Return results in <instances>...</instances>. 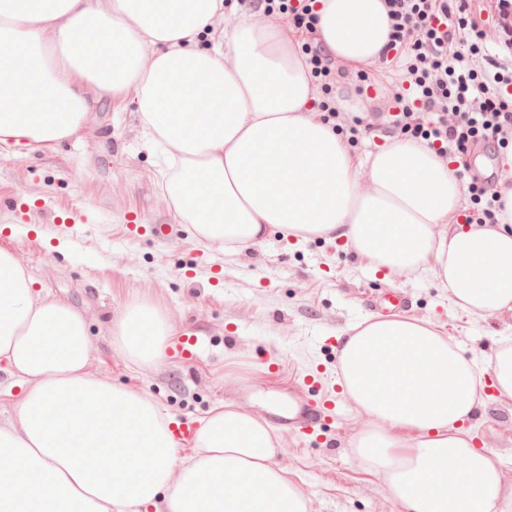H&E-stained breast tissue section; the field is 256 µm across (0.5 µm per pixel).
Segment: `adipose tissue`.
<instances>
[{"mask_svg": "<svg viewBox=\"0 0 512 512\" xmlns=\"http://www.w3.org/2000/svg\"><path fill=\"white\" fill-rule=\"evenodd\" d=\"M317 30L337 63H375L382 0H319ZM223 28L209 47L202 36ZM313 78L283 29L224 0H0V146L81 138L103 99L135 93L145 144L169 163L163 187L204 243L242 251L274 232L342 238L388 281L423 265L456 306L512 310V188L494 228L451 227L461 183L426 146L397 140L356 159L312 109ZM169 318L148 301L113 329L130 361L167 357ZM82 312L36 290L0 249V369L22 388L0 420V512H306L279 467V437L232 405L198 421L190 450L147 393L89 369ZM345 393L368 429L356 444L404 512H512V482L462 422L483 373L429 324L364 320L343 337ZM418 431L399 450L397 430Z\"/></svg>", "mask_w": 512, "mask_h": 512, "instance_id": "1", "label": "adipose tissue"}]
</instances>
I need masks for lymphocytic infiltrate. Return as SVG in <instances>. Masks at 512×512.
I'll return each instance as SVG.
<instances>
[{
	"label": "lymphocytic infiltrate",
	"mask_w": 512,
	"mask_h": 512,
	"mask_svg": "<svg viewBox=\"0 0 512 512\" xmlns=\"http://www.w3.org/2000/svg\"><path fill=\"white\" fill-rule=\"evenodd\" d=\"M391 20L385 52L402 76L389 86L382 105L365 116L340 111L332 85L346 77L315 41L316 0H267V14L286 16L301 33V48L324 98L318 108L325 119L368 125L383 124L401 139L423 143L444 164L460 163L477 144L512 145V0H479L470 7L460 0H383ZM499 42L497 54L484 47ZM471 202L469 224H494L503 210L494 181L471 178L463 188Z\"/></svg>",
	"instance_id": "1"
}]
</instances>
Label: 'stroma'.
<instances>
[{
  "mask_svg": "<svg viewBox=\"0 0 512 512\" xmlns=\"http://www.w3.org/2000/svg\"><path fill=\"white\" fill-rule=\"evenodd\" d=\"M163 165L144 146L131 94L104 100L81 140L28 155L1 146L0 248L25 258L37 288L85 313L97 375L148 393L174 419L225 403L271 424L291 398L334 400L317 435L282 434L277 463L306 490L308 512H400L356 452L364 422L343 393L339 338L396 310L483 367L512 338V310L463 312L431 270L391 283L337 240L276 234L235 255L202 247L160 188ZM136 299L169 314L171 343L192 337L193 359L144 369L118 353L113 322ZM462 427L512 482V398L486 385Z\"/></svg>",
  "mask_w": 512,
  "mask_h": 512,
  "instance_id": "obj_1",
  "label": "stroma"
}]
</instances>
